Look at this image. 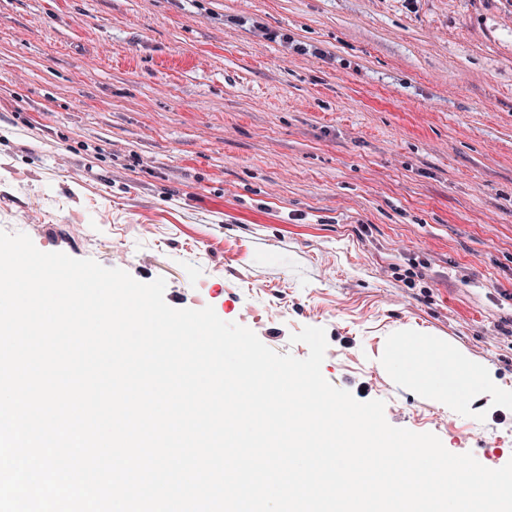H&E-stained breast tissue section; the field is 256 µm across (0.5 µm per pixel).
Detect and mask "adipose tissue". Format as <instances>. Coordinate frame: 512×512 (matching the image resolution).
Returning <instances> with one entry per match:
<instances>
[{
    "instance_id": "ef3b65f1",
    "label": "adipose tissue",
    "mask_w": 512,
    "mask_h": 512,
    "mask_svg": "<svg viewBox=\"0 0 512 512\" xmlns=\"http://www.w3.org/2000/svg\"><path fill=\"white\" fill-rule=\"evenodd\" d=\"M387 361L441 405L467 399L474 393L493 398L502 394L483 365L443 352L435 341L424 336L395 337Z\"/></svg>"
}]
</instances>
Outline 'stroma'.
<instances>
[{
    "label": "stroma",
    "instance_id": "obj_1",
    "mask_svg": "<svg viewBox=\"0 0 512 512\" xmlns=\"http://www.w3.org/2000/svg\"><path fill=\"white\" fill-rule=\"evenodd\" d=\"M0 230L281 354L324 328L332 385L512 460V402L384 361L418 333L512 388V0H0Z\"/></svg>",
    "mask_w": 512,
    "mask_h": 512
}]
</instances>
